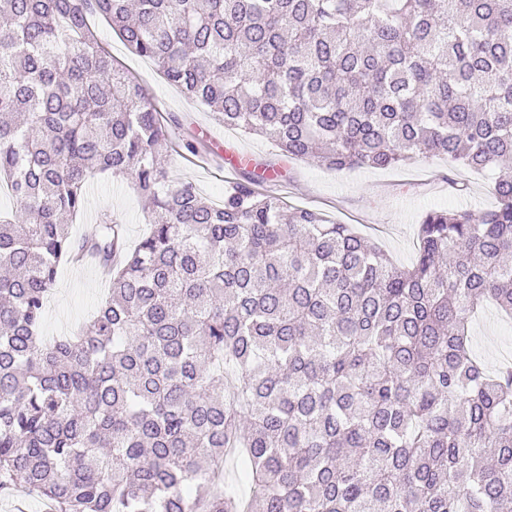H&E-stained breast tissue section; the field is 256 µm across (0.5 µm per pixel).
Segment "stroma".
I'll return each mask as SVG.
<instances>
[{"mask_svg":"<svg viewBox=\"0 0 512 512\" xmlns=\"http://www.w3.org/2000/svg\"><path fill=\"white\" fill-rule=\"evenodd\" d=\"M89 24L115 62L139 81L153 99L168 139L161 148L164 163L175 179L192 183L198 192L221 203L232 181L243 180L244 168L226 175L223 153L242 151L252 163L279 169L276 196L302 208L323 213L339 224H351L375 240L394 262L411 264L418 251L416 229L422 214L430 209L482 212L491 209L495 197L484 175L471 171L450 172L444 161L421 159L388 169L354 168L336 172L308 160H291L266 138L225 126L217 114L169 83L157 65L133 53L107 20L90 17ZM210 130L217 142L202 153L190 152L187 141ZM105 214L116 215L126 226L129 244L147 233L148 209L128 180L103 175L87 187L84 209L73 221L79 235ZM107 293V284L95 263L60 267L56 285L46 303L41 329L55 338L71 333L87 320ZM476 354L489 370L512 359V320L488 304L470 318Z\"/></svg>","mask_w":512,"mask_h":512,"instance_id":"obj_1","label":"stroma"}]
</instances>
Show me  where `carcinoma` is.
Returning a JSON list of instances; mask_svg holds the SVG:
<instances>
[{
  "label": "carcinoma",
  "instance_id": "cac0c4a2",
  "mask_svg": "<svg viewBox=\"0 0 512 512\" xmlns=\"http://www.w3.org/2000/svg\"><path fill=\"white\" fill-rule=\"evenodd\" d=\"M227 126L336 171L441 157L491 181L433 209L409 267L348 224L172 179L146 89L88 23ZM0 493L50 512H512V367L467 315H512V0H0ZM99 174L150 203L127 246ZM110 288L47 340L58 270ZM103 214H114L125 224L130 245L137 244L148 231L147 205L126 179L102 175L87 186L86 204L73 220V234L78 236L99 224ZM19 501L25 503V512H46L47 510L42 500L31 495L25 487L18 486L8 495L0 494V512H17L14 505Z\"/></svg>",
  "mask_w": 512,
  "mask_h": 512
}]
</instances>
